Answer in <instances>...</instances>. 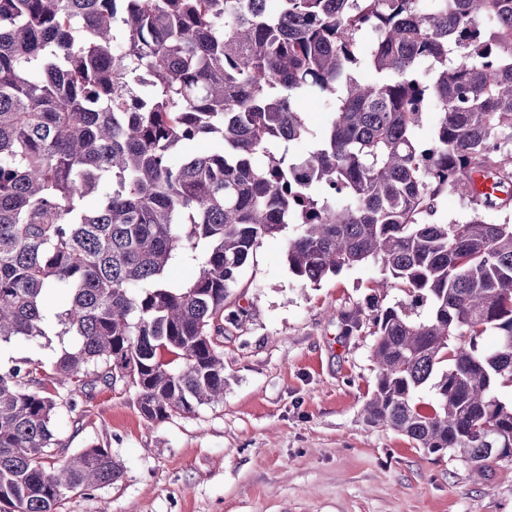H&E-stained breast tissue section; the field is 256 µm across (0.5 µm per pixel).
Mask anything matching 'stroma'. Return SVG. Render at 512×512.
<instances>
[{
	"label": "stroma",
	"instance_id": "35a3bbf8",
	"mask_svg": "<svg viewBox=\"0 0 512 512\" xmlns=\"http://www.w3.org/2000/svg\"><path fill=\"white\" fill-rule=\"evenodd\" d=\"M298 231L263 240L229 290L244 316L224 327L223 403L151 423L118 383L59 408L68 452L97 445L123 470L61 512H512V462L476 479L364 420L373 338L345 334L340 315L366 305L382 271L367 263L307 284L286 259Z\"/></svg>",
	"mask_w": 512,
	"mask_h": 512
}]
</instances>
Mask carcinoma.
Segmentation results:
<instances>
[{
  "mask_svg": "<svg viewBox=\"0 0 512 512\" xmlns=\"http://www.w3.org/2000/svg\"><path fill=\"white\" fill-rule=\"evenodd\" d=\"M450 191L464 223L432 220ZM509 211L512 0H0V343L70 339L50 376L0 372V512L121 478L65 454L49 385L72 409L123 381L150 422L224 400L228 290L287 224L299 279L384 274L345 318L375 337L365 421L481 476L512 460ZM301 109L305 112L308 127L314 135H319L328 120L327 107L324 99L317 95L308 96L301 101Z\"/></svg>",
  "mask_w": 512,
  "mask_h": 512,
  "instance_id": "carcinoma-1",
  "label": "carcinoma"
}]
</instances>
